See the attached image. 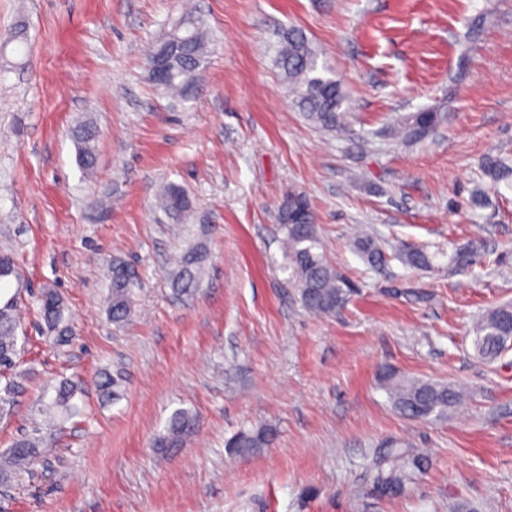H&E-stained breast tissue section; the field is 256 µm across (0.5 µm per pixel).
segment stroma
I'll return each instance as SVG.
<instances>
[{
    "mask_svg": "<svg viewBox=\"0 0 512 512\" xmlns=\"http://www.w3.org/2000/svg\"><path fill=\"white\" fill-rule=\"evenodd\" d=\"M181 2L0 0V38H28L0 55V254L22 310L0 454L33 432L44 450L0 512H512V348L487 362L472 346L487 311L512 304V188L471 203L484 158H512V0H191L211 43L204 91L178 106L146 58ZM291 28L341 83L352 134L294 108L275 64ZM422 110L443 114L436 133L391 136ZM83 122L98 130L90 175L73 138ZM168 184L188 220L159 208ZM291 193L356 287L338 315L300 300L278 221ZM358 227L430 267H370ZM197 242L204 274L176 298L168 275ZM116 260L135 299L120 324L105 305ZM44 288L63 298L66 339L40 317ZM106 372L110 400L96 386ZM390 377L464 388L468 407L408 421ZM64 379L80 413L43 425ZM178 410L195 431L165 454L156 441ZM264 427L272 444L229 448ZM390 441L433 460L392 500L367 480Z\"/></svg>",
    "mask_w": 512,
    "mask_h": 512,
    "instance_id": "obj_1",
    "label": "stroma"
}]
</instances>
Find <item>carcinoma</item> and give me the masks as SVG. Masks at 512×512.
I'll list each match as a JSON object with an SVG mask.
<instances>
[{
    "label": "carcinoma",
    "mask_w": 512,
    "mask_h": 512,
    "mask_svg": "<svg viewBox=\"0 0 512 512\" xmlns=\"http://www.w3.org/2000/svg\"><path fill=\"white\" fill-rule=\"evenodd\" d=\"M150 56L161 59L165 70L163 91L181 101H193L203 84V71L207 63V31L205 23L191 16L183 29H174L158 41ZM276 63L288 84L295 108L304 113L321 130L328 133L349 130L348 115L343 109L345 93L341 84L328 75L325 66L319 64L318 51L299 29L284 33L277 52ZM438 112L420 111L406 115L394 129L396 137L412 141L426 137L441 123ZM74 137L78 145L77 162L90 171L96 163V130L89 124L79 126ZM484 174L493 187L512 177V166L499 157H490L484 164ZM297 198L302 206L288 207V219L283 221L288 248V261L296 276V288L303 306L311 313L332 316L341 311L354 292L353 285L339 274L321 251L317 236L316 219L303 196ZM162 206L173 213L188 210L189 202L184 191L167 186L161 196ZM358 250L367 263L379 267L386 262L382 248L375 241L362 236L355 240ZM207 260V252L201 245H190L181 254L169 281L173 294L192 296L198 288ZM399 260L412 269H425L431 258L420 250H405ZM40 310L50 328L64 336L68 332L63 299L54 290L41 292ZM134 303L133 289L125 280H112L107 299V310L112 322L127 320ZM18 303L15 297L0 305V371L14 368L18 355L16 329ZM512 341V305L504 304L489 310L474 328L473 348L478 357L494 361ZM389 398L396 411L411 420L438 419L461 406L463 393L455 387L435 382L412 379L388 387ZM15 384L6 382L0 388V415L9 414L14 406ZM74 386L64 381L55 388V395L43 405L42 414L51 421L71 417L76 404ZM195 418L187 411L173 413L166 432L159 441L161 448H179L193 432ZM275 433L270 428L245 431L237 434L229 443L239 454H247L255 448L270 444ZM42 456L41 442L36 437L22 436L7 451L0 462V484L10 485L23 481L31 468ZM431 465L427 454L413 448H399L393 444L379 449L372 459L369 475V491L379 497L401 495L417 476L426 473Z\"/></svg>",
    "instance_id": "cac0c4a2"
}]
</instances>
